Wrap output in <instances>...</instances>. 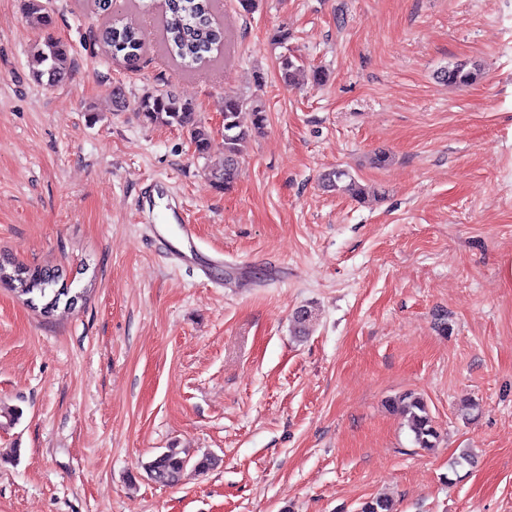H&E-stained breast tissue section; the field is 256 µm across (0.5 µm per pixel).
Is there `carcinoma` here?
Masks as SVG:
<instances>
[{
  "instance_id": "carcinoma-1",
  "label": "carcinoma",
  "mask_w": 512,
  "mask_h": 512,
  "mask_svg": "<svg viewBox=\"0 0 512 512\" xmlns=\"http://www.w3.org/2000/svg\"><path fill=\"white\" fill-rule=\"evenodd\" d=\"M216 0H166L168 16L162 25L161 39L166 49L183 61L192 63L207 59L215 46L222 40L220 28L215 25L214 11ZM24 12L36 17L40 24L48 28L52 25L51 16L45 11L42 0H24ZM99 40L112 53L122 57L131 69L137 67L144 48L143 34L127 26L111 25L99 34ZM72 69L70 50L61 40L45 36L31 60V73L38 81L53 85L62 81ZM282 81L291 86L302 75V69L290 55L280 58ZM480 74L478 65L466 62L450 64L437 72V78L452 86L466 87L474 83ZM252 109L253 121L245 127L239 120L244 108ZM135 111L150 124L176 127L185 131L198 154L208 153L211 145L209 129L197 118L192 103L172 93L147 92L135 101ZM224 167L210 172V181L217 189H230L239 173L240 160L252 137L263 133L266 115L263 107L239 97L224 99ZM324 187L356 199L364 197V189L352 174L345 169H336L323 178ZM11 270L0 274V283H6L25 295L39 297L45 301L50 317L57 310L64 289L58 287L63 280L61 270L48 267H28L8 263ZM312 313L306 307L295 312V333L304 335L309 331ZM388 406L407 418V426L413 435L414 444L423 449L435 448L439 432L434 425L424 399L414 392H407L388 400ZM219 459L204 453L196 458L189 456L181 448H167L142 465L145 473L154 482L174 486L178 484L189 468L198 473H206L218 466ZM359 512H395L394 503L386 495H376L363 501Z\"/></svg>"
}]
</instances>
